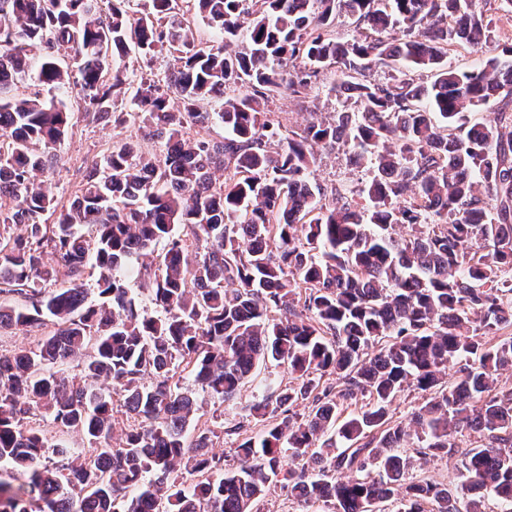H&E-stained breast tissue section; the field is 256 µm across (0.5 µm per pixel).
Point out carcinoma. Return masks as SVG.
Instances as JSON below:
<instances>
[{
  "instance_id": "obj_1",
  "label": "carcinoma",
  "mask_w": 512,
  "mask_h": 512,
  "mask_svg": "<svg viewBox=\"0 0 512 512\" xmlns=\"http://www.w3.org/2000/svg\"><path fill=\"white\" fill-rule=\"evenodd\" d=\"M180 13L224 44L197 41L190 22L170 21ZM342 15L351 40L336 38ZM493 36L476 0H151L134 20L122 0H0V196L14 202L0 212V293L27 299L0 303V328L54 326L36 349L0 354V512H253L274 484L334 512H485L487 496L512 512V385L500 381L512 370V47L476 69L446 62L449 47ZM131 51L150 69L170 62L119 109ZM377 64L400 76L367 81ZM329 66L345 96L332 115L289 130L266 111L308 95ZM31 71L42 90L16 97ZM206 95L221 111L197 110ZM75 107L138 126L157 149L114 142L65 204L35 173L54 167ZM483 108L493 121L471 122ZM213 120L223 136H187ZM319 144L366 175L328 206L310 179ZM48 250L58 267L43 264ZM140 257L157 259L148 290L161 318L127 284ZM267 362L292 384L246 406L255 434L226 427L242 437L227 470L211 431L189 432L202 404L173 370L190 367L226 402ZM326 375L336 386L320 385ZM407 388L421 403L398 421ZM115 395L129 425L114 445ZM34 405L55 441L25 423ZM464 429L479 444L460 451ZM72 431L87 451L66 446ZM409 449L459 454L457 484L408 479ZM48 452L60 463L41 464Z\"/></svg>"
}]
</instances>
